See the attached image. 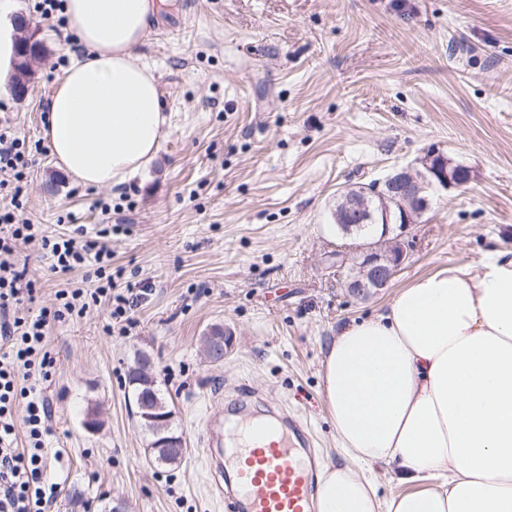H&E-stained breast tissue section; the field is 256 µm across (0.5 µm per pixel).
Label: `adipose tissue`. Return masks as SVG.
<instances>
[{"instance_id":"1","label":"adipose tissue","mask_w":512,"mask_h":512,"mask_svg":"<svg viewBox=\"0 0 512 512\" xmlns=\"http://www.w3.org/2000/svg\"><path fill=\"white\" fill-rule=\"evenodd\" d=\"M160 0H64L85 54L53 91L43 136L86 187L154 158L167 118L133 57ZM322 391L343 464L319 475V512H512V257L443 264L337 333ZM409 492L379 495L373 465Z\"/></svg>"}]
</instances>
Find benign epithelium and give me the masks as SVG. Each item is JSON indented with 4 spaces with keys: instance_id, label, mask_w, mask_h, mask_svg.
Wrapping results in <instances>:
<instances>
[{
    "instance_id": "7a95c632",
    "label": "benign epithelium",
    "mask_w": 512,
    "mask_h": 512,
    "mask_svg": "<svg viewBox=\"0 0 512 512\" xmlns=\"http://www.w3.org/2000/svg\"><path fill=\"white\" fill-rule=\"evenodd\" d=\"M17 30L19 51L14 74L19 77V83L13 86V91L22 98L27 94L35 64L43 58V50L30 26L20 23ZM470 180L471 175L465 170L432 151L419 168L396 169L383 181L364 185L349 195L343 190L338 191L336 201L344 202L347 212L362 209L368 194L378 198L383 218L378 239L358 243L352 250L340 253L341 263L349 265L350 274L345 284L348 292L358 298H368L389 287L408 258L404 232L419 223L429 208V195L464 187ZM393 225L398 227L399 233L392 236ZM222 344L223 340L216 337L203 342V352L210 363L224 361L226 349Z\"/></svg>"
}]
</instances>
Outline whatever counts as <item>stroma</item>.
I'll use <instances>...</instances> for the list:
<instances>
[{"label": "stroma", "instance_id": "1", "mask_svg": "<svg viewBox=\"0 0 512 512\" xmlns=\"http://www.w3.org/2000/svg\"><path fill=\"white\" fill-rule=\"evenodd\" d=\"M15 4L44 57L28 97L0 98V114L40 144L64 60L81 49L35 0ZM135 60L153 69L168 118L156 157L121 185L84 188L41 148L23 185L25 218L48 231L113 225L116 286L150 289L125 331L106 333L104 305L49 330V512H225L206 488L213 406L252 390L307 425L320 465L340 464L321 393L336 333L441 264L512 251V0H166ZM433 150L467 166L470 183L410 227L389 288L350 295L336 263L347 240L330 229L337 191ZM16 262L38 308L85 283L27 245ZM217 326L235 343L213 365L200 344ZM139 352L188 448L180 464L149 455L125 384ZM93 407L94 433L83 425Z\"/></svg>", "mask_w": 512, "mask_h": 512}]
</instances>
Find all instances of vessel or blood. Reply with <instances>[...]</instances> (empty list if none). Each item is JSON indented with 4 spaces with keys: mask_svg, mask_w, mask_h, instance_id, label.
<instances>
[{
    "mask_svg": "<svg viewBox=\"0 0 512 512\" xmlns=\"http://www.w3.org/2000/svg\"><path fill=\"white\" fill-rule=\"evenodd\" d=\"M208 492L225 512H315V455L304 425L252 417L231 422L223 405L204 421Z\"/></svg>",
    "mask_w": 512,
    "mask_h": 512,
    "instance_id": "b4317fda",
    "label": "vessel or blood"
}]
</instances>
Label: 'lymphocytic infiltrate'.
<instances>
[{
  "label": "lymphocytic infiltrate",
  "mask_w": 512,
  "mask_h": 512,
  "mask_svg": "<svg viewBox=\"0 0 512 512\" xmlns=\"http://www.w3.org/2000/svg\"><path fill=\"white\" fill-rule=\"evenodd\" d=\"M33 163L30 150L9 121L0 120V512H46L55 487L46 479L44 436L53 415L50 402L37 392L51 375L48 347L52 324L83 317L98 303L112 319L130 322L139 296L112 288L111 225L95 230L46 234L40 225L19 221L20 184ZM37 245L52 260L53 273L87 269L91 288H61L53 307L28 311L34 282L11 259L17 243Z\"/></svg>",
  "instance_id": "f902f5d3"
}]
</instances>
